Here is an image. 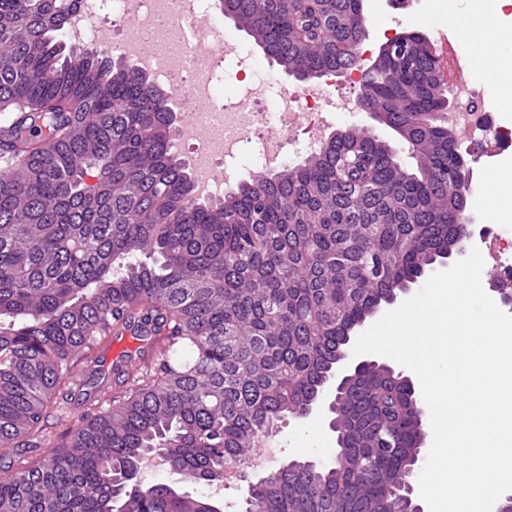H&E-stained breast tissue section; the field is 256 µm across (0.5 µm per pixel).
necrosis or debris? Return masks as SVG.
I'll return each mask as SVG.
<instances>
[{"instance_id":"necrosis-or-debris-1","label":"necrosis or debris","mask_w":512,"mask_h":512,"mask_svg":"<svg viewBox=\"0 0 512 512\" xmlns=\"http://www.w3.org/2000/svg\"><path fill=\"white\" fill-rule=\"evenodd\" d=\"M223 17L206 0H76L63 29L65 40L78 47L117 48L122 57L145 55L152 78L175 101L184 118L176 133L206 181L211 197L224 191L225 164L248 139L262 142L263 162L286 163L284 131L301 130L309 148H317L342 112L354 111L359 95L343 86L283 95L275 111H265L272 82L262 66L250 67L238 102L227 103L215 89V71L237 59L232 42L212 41ZM455 121L469 147L484 156L493 146L512 145V126L502 124L485 108V94L472 81L453 84ZM473 241L494 257L496 290L512 315V225L479 224Z\"/></svg>"}]
</instances>
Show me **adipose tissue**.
<instances>
[{
	"mask_svg": "<svg viewBox=\"0 0 512 512\" xmlns=\"http://www.w3.org/2000/svg\"><path fill=\"white\" fill-rule=\"evenodd\" d=\"M483 11H475L471 0H456L444 18L450 27L474 33L478 51L476 61L486 72L498 71L502 58L512 54V27L496 26L493 17L512 0H484ZM487 188L481 196V204L494 221L512 222V171L490 172Z\"/></svg>",
	"mask_w": 512,
	"mask_h": 512,
	"instance_id": "ef3b65f1",
	"label": "adipose tissue"
}]
</instances>
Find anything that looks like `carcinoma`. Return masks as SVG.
<instances>
[{"mask_svg":"<svg viewBox=\"0 0 512 512\" xmlns=\"http://www.w3.org/2000/svg\"><path fill=\"white\" fill-rule=\"evenodd\" d=\"M74 2L0 0V512H217L143 486L142 456L213 484L302 417L378 304L452 247L465 156L427 118L444 96L422 37L360 96L411 165L349 128L201 204L164 92L64 42ZM218 2L294 76L345 70L363 41L359 0ZM125 332L146 346L113 365L115 388L74 376ZM415 404L398 372L364 367L340 399L349 468L284 464L248 484L250 512H392Z\"/></svg>","mask_w":512,"mask_h":512,"instance_id":"carcinoma-1","label":"carcinoma"}]
</instances>
